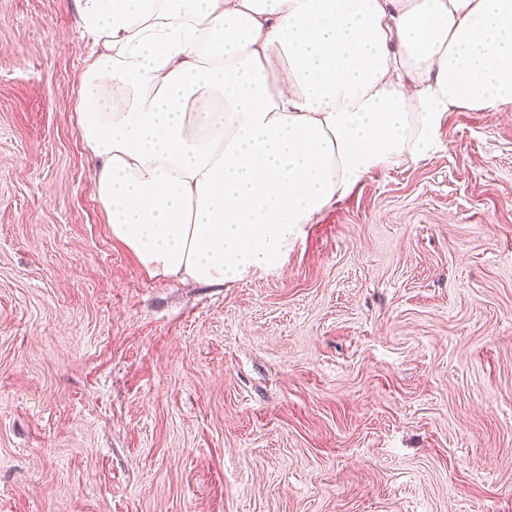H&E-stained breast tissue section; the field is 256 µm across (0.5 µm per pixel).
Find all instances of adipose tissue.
<instances>
[{"mask_svg":"<svg viewBox=\"0 0 512 512\" xmlns=\"http://www.w3.org/2000/svg\"><path fill=\"white\" fill-rule=\"evenodd\" d=\"M79 133L111 235L148 278L281 269L448 112L512 108V0H73Z\"/></svg>","mask_w":512,"mask_h":512,"instance_id":"adipose-tissue-1","label":"adipose tissue"}]
</instances>
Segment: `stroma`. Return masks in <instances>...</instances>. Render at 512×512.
<instances>
[{
  "mask_svg": "<svg viewBox=\"0 0 512 512\" xmlns=\"http://www.w3.org/2000/svg\"><path fill=\"white\" fill-rule=\"evenodd\" d=\"M73 0H0V512H512V109L283 269L148 278L78 125Z\"/></svg>",
  "mask_w": 512,
  "mask_h": 512,
  "instance_id": "1",
  "label": "stroma"
}]
</instances>
